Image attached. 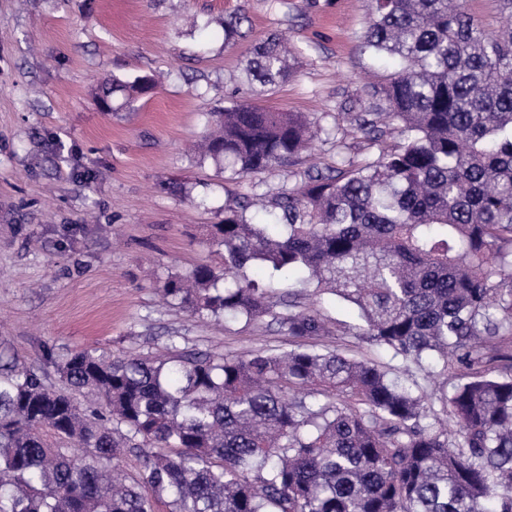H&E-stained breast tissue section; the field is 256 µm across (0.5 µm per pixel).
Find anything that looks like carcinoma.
Returning <instances> with one entry per match:
<instances>
[{
  "label": "carcinoma",
  "instance_id": "1",
  "mask_svg": "<svg viewBox=\"0 0 512 512\" xmlns=\"http://www.w3.org/2000/svg\"><path fill=\"white\" fill-rule=\"evenodd\" d=\"M362 40L397 67L334 128L378 156L355 159L338 138L333 164L272 193L251 185L208 227L223 265L161 289L192 316H270L293 347L89 346L56 364L59 387L5 367L0 512H512V27L488 31L468 0H371ZM246 71L288 79L282 39ZM154 86L112 79L126 106ZM208 123L201 156L245 181L323 131L247 101ZM256 264L352 304L358 335L402 358L405 378L315 342L331 321L261 287ZM431 376L437 408L424 405ZM128 454L138 478L120 470Z\"/></svg>",
  "mask_w": 512,
  "mask_h": 512
}]
</instances>
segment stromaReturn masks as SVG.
<instances>
[{
    "label": "stroma",
    "mask_w": 512,
    "mask_h": 512,
    "mask_svg": "<svg viewBox=\"0 0 512 512\" xmlns=\"http://www.w3.org/2000/svg\"><path fill=\"white\" fill-rule=\"evenodd\" d=\"M369 0H0V361L58 384L53 361L88 346L143 355L175 340L210 354L290 349L278 325L190 316L165 304L168 277L221 266L208 225L247 190L193 151L209 113L247 100L322 120L385 75L360 35ZM243 22L233 44L223 23ZM287 37L292 75L262 87L245 66ZM160 76L132 108L107 112L111 78ZM250 277L316 304L343 334L332 346L377 361L348 303L315 299L297 277Z\"/></svg>",
    "instance_id": "stroma-1"
}]
</instances>
